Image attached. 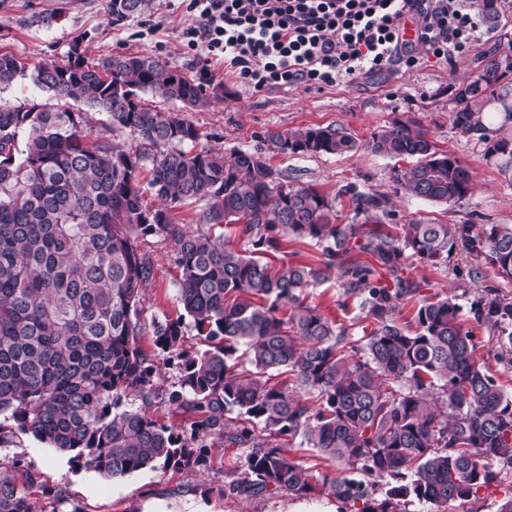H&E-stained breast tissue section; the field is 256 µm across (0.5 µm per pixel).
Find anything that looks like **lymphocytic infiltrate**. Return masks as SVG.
<instances>
[{
  "instance_id": "f902f5d3",
  "label": "lymphocytic infiltrate",
  "mask_w": 512,
  "mask_h": 512,
  "mask_svg": "<svg viewBox=\"0 0 512 512\" xmlns=\"http://www.w3.org/2000/svg\"><path fill=\"white\" fill-rule=\"evenodd\" d=\"M188 47L253 91L333 87L395 65L416 46L445 61L466 54L484 19L473 0H187ZM416 25L403 35L404 19Z\"/></svg>"
}]
</instances>
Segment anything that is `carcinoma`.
<instances>
[{
    "mask_svg": "<svg viewBox=\"0 0 512 512\" xmlns=\"http://www.w3.org/2000/svg\"><path fill=\"white\" fill-rule=\"evenodd\" d=\"M155 0H106L112 23L152 13ZM75 40L66 59L28 69L0 53V90L31 72L45 99L0 104V442L32 436L71 455L81 469L121 479L156 466L186 473L209 462L207 441L243 448L230 490L248 496L308 495L317 478L288 453L300 437L342 466L322 488L357 512H403L416 500L464 506L512 478V398L474 358V336L448 296L425 294L401 276L406 255L437 267L462 247L512 280V225L413 221L397 235L381 229L388 199L348 185L354 216L373 228L355 242L353 224L336 223V206L313 186L296 187L269 154L341 155L364 147L412 160L396 181L417 199L465 200L474 171L438 153L423 127L396 121L360 143L343 127L273 131L254 150L195 146L206 137L174 112L142 104L141 94L188 108L209 102L206 85L158 58L112 56L90 66ZM512 41L481 54L475 78L456 89L452 126L483 145L488 160L512 161L508 93L488 94L507 77L495 57ZM504 117L490 126L486 107ZM106 114L94 134L88 113ZM139 140L127 149L118 138ZM151 195L158 205L148 207ZM203 204L202 228L188 231L175 211ZM240 225L245 248L224 241ZM322 247L321 265L264 260L283 237ZM171 251L183 313L155 321L153 342L179 388L168 402L189 414L178 432L146 410L122 408L130 396L149 401L157 368L139 347L140 314L154 266L140 241ZM358 250L374 263L357 262ZM337 267L346 292L367 291L362 335L340 327L304 288ZM392 278L373 285L379 270ZM414 303L415 327L397 322ZM477 320L498 329L512 349V304L492 300ZM191 327L200 347H183ZM291 374L294 383L277 380ZM34 479L22 459L0 463V512H34ZM383 498H377L380 487ZM45 495L81 512L66 491Z\"/></svg>",
    "mask_w": 512,
    "mask_h": 512,
    "instance_id": "1",
    "label": "carcinoma"
}]
</instances>
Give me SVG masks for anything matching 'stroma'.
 I'll list each match as a JSON object with an SVG mask.
<instances>
[{
  "label": "stroma",
  "instance_id": "1",
  "mask_svg": "<svg viewBox=\"0 0 512 512\" xmlns=\"http://www.w3.org/2000/svg\"><path fill=\"white\" fill-rule=\"evenodd\" d=\"M104 4L105 0H0V53H12L30 66L62 60L80 35L91 62L112 55L145 53L166 60L179 72L204 78L207 84L224 90L223 98L194 110L159 97L144 98L149 107L184 113L204 132L200 141L204 147L253 149L261 146L269 131L328 125L347 129L363 143L394 120L414 119L427 130L437 150L475 169L473 193L465 201L437 204L410 196L395 180V172L404 168V161L363 147L342 155H275L270 163L287 174L289 182L311 185L334 197L343 224L355 221L348 196L340 192L342 186L352 184L358 190L388 198L390 215L383 224L394 234L414 220L512 225V169H504L499 161L485 160L481 144L460 136L450 122L456 107L455 89L470 81L478 56L501 37L512 38V0H497L498 21L484 22L470 51L450 61L423 60L412 68L395 67L321 90L291 86L261 92L249 90L226 75L222 64L204 69L202 59L187 48L181 36L188 16L180 0H156L153 15L118 24L107 21ZM35 12L54 14L56 20L47 28L29 25L28 19ZM140 250L154 266V279L142 303L139 345L161 369L150 402L131 397L124 405L146 409L159 423L180 430L187 427L188 417L168 403V393L177 387L179 373L163 365L152 336L153 321L177 318L182 311L174 286L177 270L170 250L157 239L141 240ZM403 275L421 287L453 298L461 308L465 327L474 334L476 360L489 368L505 393L512 395V353L502 346L497 330L474 316L480 303L497 300L512 304V282L462 249L436 267L407 258ZM305 295L337 325L350 326L362 315L361 295L345 292L339 270L329 271L327 279L307 288ZM241 455V449L217 442L210 450L208 469L196 474L149 467L111 480L76 467L68 454L45 447L30 436L17 433L0 441V462L22 458L34 474L30 500L36 512H55L56 502L43 494L47 487L64 489L82 512H289L294 504L300 505L302 512H325L327 505L334 503V496L324 492L302 498L285 491L255 497L229 492L239 473Z\"/></svg>",
  "mask_w": 512,
  "mask_h": 512
}]
</instances>
